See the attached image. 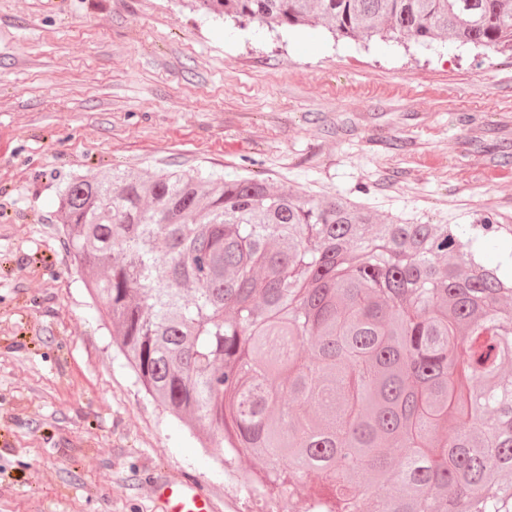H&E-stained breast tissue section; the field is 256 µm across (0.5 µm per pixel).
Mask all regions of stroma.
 Instances as JSON below:
<instances>
[{"mask_svg": "<svg viewBox=\"0 0 512 512\" xmlns=\"http://www.w3.org/2000/svg\"><path fill=\"white\" fill-rule=\"evenodd\" d=\"M119 168L257 176L415 224L512 219V55L220 23L181 0H0V512H257L115 347L57 197ZM158 494L164 499L167 512H211L209 500L191 484L173 485L162 482Z\"/></svg>", "mask_w": 512, "mask_h": 512, "instance_id": "35a3bbf8", "label": "stroma"}]
</instances>
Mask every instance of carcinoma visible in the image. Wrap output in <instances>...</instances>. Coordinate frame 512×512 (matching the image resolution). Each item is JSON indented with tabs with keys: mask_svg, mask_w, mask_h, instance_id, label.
<instances>
[{
	"mask_svg": "<svg viewBox=\"0 0 512 512\" xmlns=\"http://www.w3.org/2000/svg\"><path fill=\"white\" fill-rule=\"evenodd\" d=\"M241 26L321 25L512 51V0H191ZM64 245L137 382L295 512H512V278L457 224L189 171L74 177ZM482 228L511 232L489 211Z\"/></svg>",
	"mask_w": 512,
	"mask_h": 512,
	"instance_id": "1",
	"label": "carcinoma"
}]
</instances>
